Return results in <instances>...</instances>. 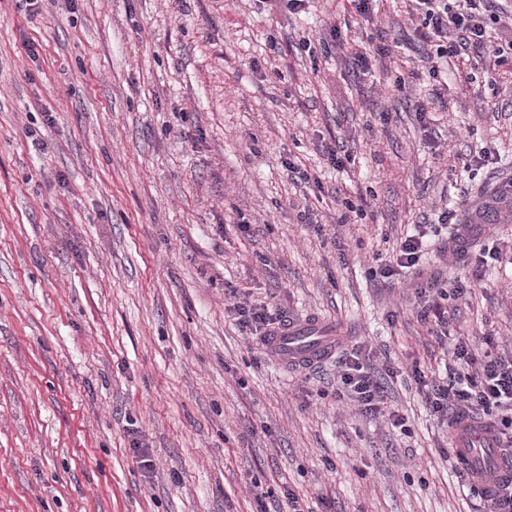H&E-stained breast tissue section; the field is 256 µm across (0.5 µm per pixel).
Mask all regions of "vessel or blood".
<instances>
[{
  "label": "vessel or blood",
  "instance_id": "b4317fda",
  "mask_svg": "<svg viewBox=\"0 0 512 512\" xmlns=\"http://www.w3.org/2000/svg\"><path fill=\"white\" fill-rule=\"evenodd\" d=\"M333 336L312 319H290L268 337L265 348L292 367L314 365L332 354ZM452 462L483 499H497L512 487V454L503 451L489 424L470 419L452 431Z\"/></svg>",
  "mask_w": 512,
  "mask_h": 512
}]
</instances>
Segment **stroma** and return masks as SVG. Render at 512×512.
<instances>
[{"label":"stroma","instance_id":"obj_1","mask_svg":"<svg viewBox=\"0 0 512 512\" xmlns=\"http://www.w3.org/2000/svg\"><path fill=\"white\" fill-rule=\"evenodd\" d=\"M372 10L0 0V512H253L255 479L268 512L287 487L311 512H487L405 372L441 370L445 348L409 280L371 271L424 224L441 273V210L472 224L512 182V67L472 53L430 77L410 0ZM485 150L495 164L464 167ZM489 237L490 286L449 305L448 329L506 350L512 219L473 226V245ZM231 288L387 360L410 435L337 403L335 358L264 354L228 317Z\"/></svg>","mask_w":512,"mask_h":512}]
</instances>
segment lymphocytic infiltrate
I'll return each instance as SVG.
<instances>
[{"instance_id": "obj_1", "label": "lymphocytic infiltrate", "mask_w": 512, "mask_h": 512, "mask_svg": "<svg viewBox=\"0 0 512 512\" xmlns=\"http://www.w3.org/2000/svg\"><path fill=\"white\" fill-rule=\"evenodd\" d=\"M490 0H419L422 21L414 30L417 41L429 44L434 56L443 58L471 46L489 48L498 63L512 61V42L492 46L487 38V10ZM469 227L456 228L448 252L450 270L447 283L419 278L414 293L423 306L422 317H433L432 332L445 337L450 358L441 376H426L419 365H412L411 376L422 390L433 414L441 420L474 415L493 416L498 431L512 430V356L495 353L491 337L452 336L448 333L449 297H460L474 287L484 286L482 270L488 259L498 258L496 247L482 246L471 253L472 276L462 282L455 273L457 254L468 243ZM242 328L252 331L257 341H265L271 330L284 323L282 314L271 312L263 303H235L228 309ZM392 373L388 364L374 362L363 350H352L339 362L336 399L354 406L365 417H385L393 426L406 425L404 415L387 402L385 380Z\"/></svg>"}]
</instances>
